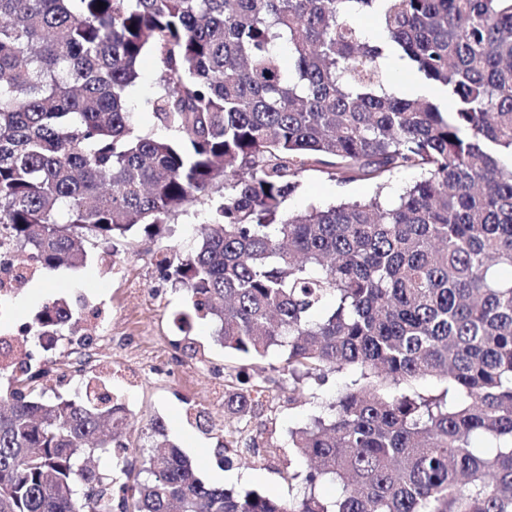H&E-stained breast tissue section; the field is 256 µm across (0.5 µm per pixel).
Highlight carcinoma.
Wrapping results in <instances>:
<instances>
[{"label":"carcinoma","mask_w":512,"mask_h":512,"mask_svg":"<svg viewBox=\"0 0 512 512\" xmlns=\"http://www.w3.org/2000/svg\"><path fill=\"white\" fill-rule=\"evenodd\" d=\"M146 54L164 136L134 134L127 106ZM392 55L438 95L397 96ZM313 165L420 178L287 212ZM190 206L196 250L157 260L188 298L175 324L287 353L224 385V413L254 416L285 375L299 394L357 370L290 432L312 462L284 476L299 495L206 483L170 443L102 473L95 452L131 445L125 407L97 379L44 400L22 359L0 367V512H512V0H0V239L78 269L85 233L154 239ZM71 327L54 299L29 332L51 346ZM431 378L442 393L415 388ZM256 447L224 433L226 452Z\"/></svg>","instance_id":"cac0c4a2"}]
</instances>
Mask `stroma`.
<instances>
[{
    "label": "stroma",
    "instance_id": "obj_1",
    "mask_svg": "<svg viewBox=\"0 0 512 512\" xmlns=\"http://www.w3.org/2000/svg\"><path fill=\"white\" fill-rule=\"evenodd\" d=\"M156 63L144 57L140 76L130 91L134 130L157 136V125L145 101L155 90ZM414 170L396 172L385 188L371 180L337 184L326 173L311 168L299 178V186L287 207L297 211L309 204H335L343 199H365L383 192L395 199L401 189L417 180ZM165 237H144L133 243L117 241L115 247L91 249L85 267L58 268L37 272L6 301L0 302V334L32 324L41 303L49 297L70 305L77 321L76 332L61 337L52 349L30 339L28 348L32 371L46 398L78 400L85 396L84 373L91 370L128 409L135 442L130 457L148 455L155 438L146 435L151 419H160L165 434L190 457L197 475L205 482L234 486L235 475H247L243 487L289 501L296 488L282 478L287 470L306 471V460L288 446V432L326 414L327 406L345 382L354 378L351 370L330 374L323 384L307 382L304 394L289 401L287 390L272 387L255 417L248 421L226 417L216 401V391L226 375L237 373L248 361L216 344L209 322L197 321L189 333L180 332L173 314L185 302L182 290L161 279L156 255L161 251L190 253L197 244L198 219L188 210L171 223ZM146 288L145 296L133 294V287ZM156 355L161 369L143 371L140 363ZM202 412L200 424L188 422L189 414ZM238 428L256 436L261 445L273 446L275 454L234 456L229 468L220 465L219 448L224 432Z\"/></svg>",
    "mask_w": 512,
    "mask_h": 512
}]
</instances>
